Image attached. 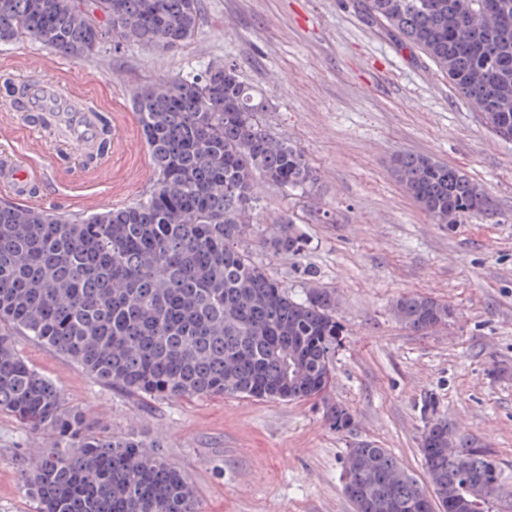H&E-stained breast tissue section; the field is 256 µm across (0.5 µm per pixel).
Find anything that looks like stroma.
<instances>
[{
    "mask_svg": "<svg viewBox=\"0 0 512 512\" xmlns=\"http://www.w3.org/2000/svg\"><path fill=\"white\" fill-rule=\"evenodd\" d=\"M213 62L234 66L266 98L272 133L303 149L318 173L305 194L260 183L244 245L290 295L302 297L311 280L338 296L347 336L327 395L350 408L352 430L329 431L318 399H140L19 331L18 354L94 425L160 442L194 484L201 512H353L343 466L362 443L390 450L424 479L427 398L458 435L493 450L497 509L512 512V142L494 137L418 49L369 24L357 0H201L193 39L168 52L110 41L64 59L29 39L0 43V84L39 76L112 116V160L98 173L61 160L54 128L25 132L0 87V152L39 170L31 208L87 216L145 197L154 164L134 90ZM399 152L461 170L499 216L433 223L392 174ZM284 217L306 240L299 254L260 244ZM408 293L450 305L451 326L431 336L404 328L393 305ZM48 442L0 413V512H36L20 473L31 449Z\"/></svg>",
    "mask_w": 512,
    "mask_h": 512,
    "instance_id": "1",
    "label": "stroma"
}]
</instances>
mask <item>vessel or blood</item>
I'll return each instance as SVG.
<instances>
[{"mask_svg":"<svg viewBox=\"0 0 512 512\" xmlns=\"http://www.w3.org/2000/svg\"><path fill=\"white\" fill-rule=\"evenodd\" d=\"M70 103V93L63 86H50L33 79L25 82L14 105L24 112L27 131L39 132L46 121H55L65 127L62 142L67 155L83 162L101 163L110 152L108 116L95 109L71 110ZM35 178L32 166L8 160L0 162V189L16 199L23 200L32 194Z\"/></svg>","mask_w":512,"mask_h":512,"instance_id":"obj_1","label":"vessel or blood"}]
</instances>
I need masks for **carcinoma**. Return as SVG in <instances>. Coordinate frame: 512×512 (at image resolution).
<instances>
[{
    "mask_svg": "<svg viewBox=\"0 0 512 512\" xmlns=\"http://www.w3.org/2000/svg\"><path fill=\"white\" fill-rule=\"evenodd\" d=\"M362 9L512 141V0H363ZM199 19L200 0H0V42L33 39L71 58L110 39L174 49L190 42ZM134 105L155 169L142 200L74 219L0 204V325L144 398L321 396L345 336L335 295L311 285L293 298L239 247L260 202L256 176L304 192L315 171L266 129L268 104L230 65L145 86ZM392 171L436 224L498 215L480 184L430 156L399 154ZM267 244L305 247L289 220ZM395 312L422 334L452 317L413 294ZM422 409L425 482L388 449L359 444L344 466L355 512H492L501 475L492 450L448 430L432 401ZM0 412L51 438L21 473L37 512H200L194 485L161 444L114 436L66 408L56 383L1 331ZM324 418L338 433L354 426L339 403H325Z\"/></svg>",
    "mask_w": 512,
    "mask_h": 512,
    "instance_id": "1",
    "label": "carcinoma"
}]
</instances>
